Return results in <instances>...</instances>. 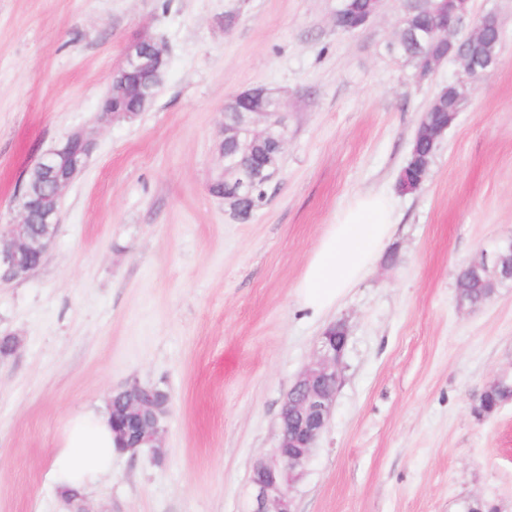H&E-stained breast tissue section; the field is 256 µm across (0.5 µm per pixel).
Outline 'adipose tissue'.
I'll list each match as a JSON object with an SVG mask.
<instances>
[{
    "mask_svg": "<svg viewBox=\"0 0 512 512\" xmlns=\"http://www.w3.org/2000/svg\"><path fill=\"white\" fill-rule=\"evenodd\" d=\"M396 211L381 193L356 196L326 226L295 286L300 308L321 316L373 268L391 239ZM115 437L107 407L74 414L61 437L51 474L56 487L86 489L112 470Z\"/></svg>",
    "mask_w": 512,
    "mask_h": 512,
    "instance_id": "ef3b65f1",
    "label": "adipose tissue"
}]
</instances>
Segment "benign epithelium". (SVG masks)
<instances>
[{"instance_id":"1","label":"benign epithelium","mask_w":512,"mask_h":512,"mask_svg":"<svg viewBox=\"0 0 512 512\" xmlns=\"http://www.w3.org/2000/svg\"><path fill=\"white\" fill-rule=\"evenodd\" d=\"M383 0H376L373 10L349 17L345 32L364 31L379 15ZM433 27L425 31H412L413 40L423 57L424 71L433 72L438 64L453 58L462 63L466 79L443 88L440 97L448 100V108L467 100L479 81L499 64V55L491 52L479 57H462L458 51V33L467 20L472 21L469 33L473 41L491 38L498 40L502 30L496 17L486 13L477 18L472 15L471 0H451L445 10L432 7ZM167 65L165 50L158 43L145 38L133 41L125 50L123 63L112 73L109 90L100 108V120L117 116L134 117L146 111L155 98V80ZM245 98L246 110L237 113L234 131L258 135L255 126L264 124V130H281L276 147L285 145L286 124L282 112H272L273 104L282 105L274 92L258 87ZM447 127L435 126L422 117L417 136L428 138L438 145ZM93 147L91 139L82 133H73L58 147L44 153L35 163L46 190L34 194L24 188L20 219L11 225L8 235L0 239V279H17L29 272L28 255L33 249L46 254L49 242H33L24 236L26 224H56L63 190L82 172ZM224 169L238 171L237 186L225 200L234 203L240 192L250 195L256 176L248 170L238 169L236 157L223 153ZM475 267L490 272L494 277L512 280V237L500 240L491 254L474 262ZM347 336L343 324L330 326L315 344L309 362L298 374L286 394L280 412V436L271 454L260 458L252 471L253 498L249 512H294L292 491L301 472L310 460L313 448L327 429L336 393L341 382V360ZM130 393L123 407L126 418L136 425L138 444L153 450L163 460L161 437L169 407L155 403L153 391L138 382L124 387Z\"/></svg>"}]
</instances>
